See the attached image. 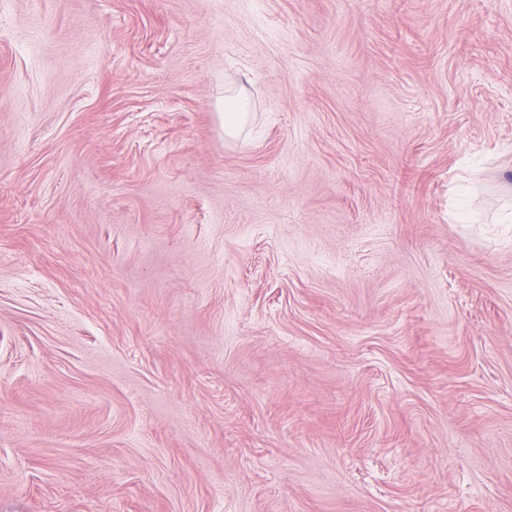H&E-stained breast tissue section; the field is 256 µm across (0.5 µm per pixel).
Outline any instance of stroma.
<instances>
[{"mask_svg":"<svg viewBox=\"0 0 512 512\" xmlns=\"http://www.w3.org/2000/svg\"><path fill=\"white\" fill-rule=\"evenodd\" d=\"M511 205L512 0H0V512H512ZM249 103L241 92L236 90L232 95L226 98L224 102V136L226 138H236L239 136L243 127L250 119L248 112Z\"/></svg>","mask_w":512,"mask_h":512,"instance_id":"obj_1","label":"stroma"}]
</instances>
